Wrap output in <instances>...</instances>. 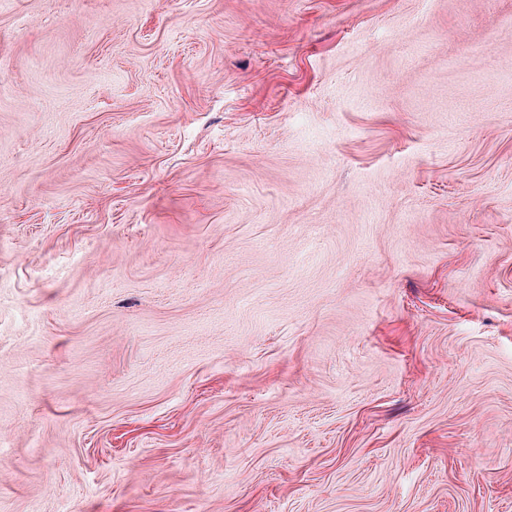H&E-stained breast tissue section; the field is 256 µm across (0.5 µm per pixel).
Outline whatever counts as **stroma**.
<instances>
[{"label": "stroma", "mask_w": 512, "mask_h": 512, "mask_svg": "<svg viewBox=\"0 0 512 512\" xmlns=\"http://www.w3.org/2000/svg\"><path fill=\"white\" fill-rule=\"evenodd\" d=\"M0 512H512V0H7Z\"/></svg>", "instance_id": "35a3bbf8"}]
</instances>
